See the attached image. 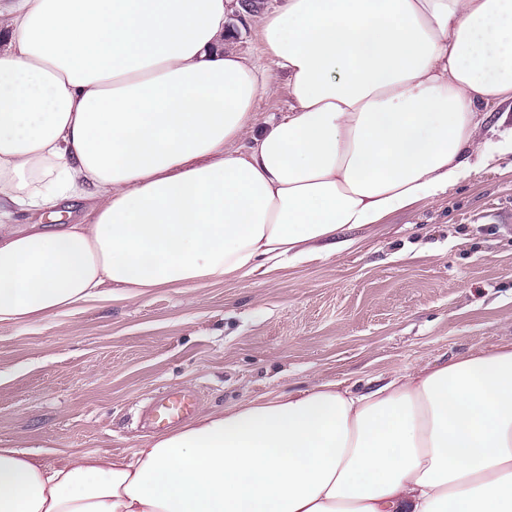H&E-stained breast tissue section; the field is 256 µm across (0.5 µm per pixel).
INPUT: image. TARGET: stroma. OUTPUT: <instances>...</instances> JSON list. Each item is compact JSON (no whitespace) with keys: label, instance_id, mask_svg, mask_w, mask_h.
<instances>
[{"label":"stroma","instance_id":"stroma-1","mask_svg":"<svg viewBox=\"0 0 512 512\" xmlns=\"http://www.w3.org/2000/svg\"><path fill=\"white\" fill-rule=\"evenodd\" d=\"M281 0L228 14L235 50L263 61ZM512 158L436 200L351 233V245L257 278L159 288L0 329V441L131 453L149 403L176 389L221 410L318 379L367 389L512 343Z\"/></svg>","mask_w":512,"mask_h":512}]
</instances>
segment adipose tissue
Listing matches in <instances>:
<instances>
[{
  "label": "adipose tissue",
  "instance_id": "adipose-tissue-1",
  "mask_svg": "<svg viewBox=\"0 0 512 512\" xmlns=\"http://www.w3.org/2000/svg\"><path fill=\"white\" fill-rule=\"evenodd\" d=\"M0 0V326L259 277L512 155V0ZM82 224H16L12 207ZM0 512H512V344L207 412L128 455L0 448ZM253 6L246 11L237 10L228 13L226 27L230 31L235 50L242 56L264 65L259 30L265 15L276 9L281 0H252ZM271 80L275 90L261 96L256 103V111L261 122L288 112V95L286 89V75L282 72L272 71ZM481 111L489 114L485 123H483L477 131V136L481 139H495L498 137V132L512 126L511 110L506 123L498 125L502 112H506V106L485 105L482 107Z\"/></svg>",
  "mask_w": 512,
  "mask_h": 512
}]
</instances>
